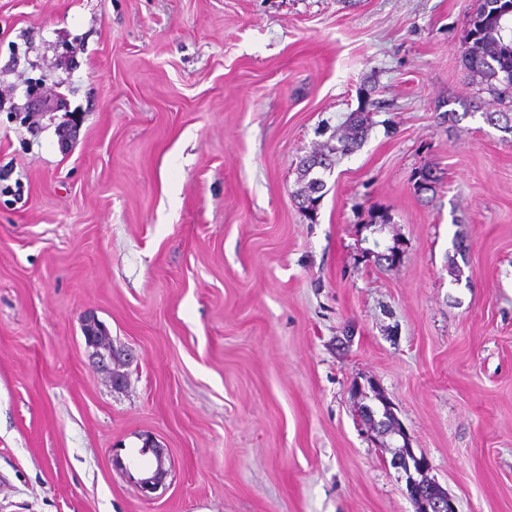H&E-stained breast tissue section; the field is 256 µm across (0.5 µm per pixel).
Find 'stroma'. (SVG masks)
Returning <instances> with one entry per match:
<instances>
[{
	"instance_id": "35a3bbf8",
	"label": "stroma",
	"mask_w": 512,
	"mask_h": 512,
	"mask_svg": "<svg viewBox=\"0 0 512 512\" xmlns=\"http://www.w3.org/2000/svg\"><path fill=\"white\" fill-rule=\"evenodd\" d=\"M479 6L0 0V512H415L406 437L455 512H512V134L463 63ZM366 100L303 212L302 158ZM144 431L172 462L151 499L112 462L151 468ZM83 334L87 346L92 348L91 357L98 368L108 373L115 383L122 381V375L112 372V364H124L125 360L113 349L112 339L105 329L95 318L89 317L83 324Z\"/></svg>"
}]
</instances>
